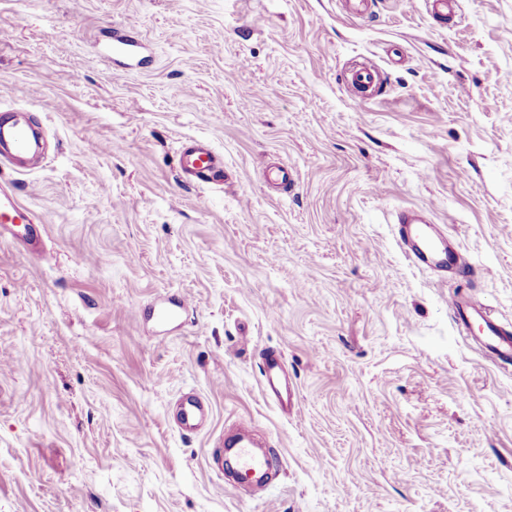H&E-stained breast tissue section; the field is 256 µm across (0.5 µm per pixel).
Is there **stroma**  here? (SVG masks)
<instances>
[{
	"label": "stroma",
	"mask_w": 512,
	"mask_h": 512,
	"mask_svg": "<svg viewBox=\"0 0 512 512\" xmlns=\"http://www.w3.org/2000/svg\"><path fill=\"white\" fill-rule=\"evenodd\" d=\"M375 2L362 20L343 0H0V110L47 141L0 169L46 226L34 252L0 238V512H512V368L448 311L477 293L512 324V0H458L445 27ZM114 28L147 68L113 69L95 38ZM362 58L387 80L359 105L341 79ZM188 136L223 184L178 180ZM405 207L470 280L406 260ZM161 295L189 302L164 335ZM189 389L212 416L185 437ZM238 422L280 461L262 500L210 467ZM264 390L283 408L288 407L292 400L288 372L281 358L274 353L268 354L265 361Z\"/></svg>",
	"instance_id": "35a3bbf8"
}]
</instances>
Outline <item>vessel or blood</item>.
Instances as JSON below:
<instances>
[{
    "instance_id": "vessel-or-blood-1",
    "label": "vessel or blood",
    "mask_w": 512,
    "mask_h": 512,
    "mask_svg": "<svg viewBox=\"0 0 512 512\" xmlns=\"http://www.w3.org/2000/svg\"><path fill=\"white\" fill-rule=\"evenodd\" d=\"M140 37L130 31L116 29L110 36L109 50L115 64L132 67L145 62L140 49ZM384 83L383 72L376 61L367 59L352 67L347 88L355 93V102L372 99ZM34 143L29 122L17 118L0 119V159L13 170L28 168ZM178 176L199 186L218 184L224 174V157L204 140L184 141L176 156ZM9 235L13 241L35 243L41 238L38 217L24 206L17 193L8 186H0V236ZM395 235L405 257L413 264L437 272L451 271L466 275L473 267L470 256L450 242L437 225L431 224L423 212L409 209L397 216ZM456 324L466 331H478V342L484 353L497 362L512 363V329L503 327L491 317L487 300L478 294L454 296L448 301ZM264 390L280 406L292 400L288 373L276 354H268L265 361ZM211 417L209 402L195 392L184 394L177 402L174 423L183 434L201 433ZM256 440L240 437L231 444L239 469L251 471L247 484L250 498L267 497L269 476L276 463L270 453L257 452Z\"/></svg>"
}]
</instances>
